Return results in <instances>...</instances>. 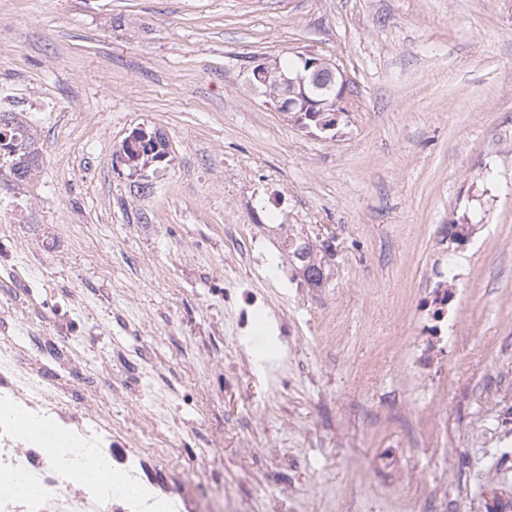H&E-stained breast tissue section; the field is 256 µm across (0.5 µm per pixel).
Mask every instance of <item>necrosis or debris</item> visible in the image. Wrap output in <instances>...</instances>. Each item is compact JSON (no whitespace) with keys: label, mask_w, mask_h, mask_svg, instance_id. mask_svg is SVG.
Returning a JSON list of instances; mask_svg holds the SVG:
<instances>
[{"label":"necrosis or debris","mask_w":512,"mask_h":512,"mask_svg":"<svg viewBox=\"0 0 512 512\" xmlns=\"http://www.w3.org/2000/svg\"><path fill=\"white\" fill-rule=\"evenodd\" d=\"M0 323L14 333L0 337V512H225L224 491L172 486L167 473L181 458V435L169 430L140 437L147 417L165 414L166 403L137 406L118 400L109 364L86 374L78 346L90 345L73 319L58 322L54 376L23 357L43 338L12 306ZM48 426L53 438L24 433L22 423ZM111 463L125 479L151 491L146 498H117L90 484V457Z\"/></svg>","instance_id":"4bbe7bcc"}]
</instances>
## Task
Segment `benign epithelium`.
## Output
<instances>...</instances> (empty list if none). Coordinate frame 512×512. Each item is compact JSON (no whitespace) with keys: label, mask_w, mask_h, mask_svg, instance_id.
Listing matches in <instances>:
<instances>
[{"label":"benign epithelium","mask_w":512,"mask_h":512,"mask_svg":"<svg viewBox=\"0 0 512 512\" xmlns=\"http://www.w3.org/2000/svg\"><path fill=\"white\" fill-rule=\"evenodd\" d=\"M301 58L303 70L288 75L277 60L267 58L251 69L248 82L265 88V95L278 111L287 113L289 122L311 134L326 135L348 112V82L335 63L311 53ZM309 120L316 126L307 124Z\"/></svg>","instance_id":"benign-epithelium-1"}]
</instances>
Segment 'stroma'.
<instances>
[{"label": "stroma", "mask_w": 512, "mask_h": 512, "mask_svg": "<svg viewBox=\"0 0 512 512\" xmlns=\"http://www.w3.org/2000/svg\"><path fill=\"white\" fill-rule=\"evenodd\" d=\"M296 51L349 80L333 136L247 85ZM5 111L42 153L0 173L25 308L85 295L87 371L125 352L128 397L169 400L177 477L242 512H512V0H0ZM137 127L171 154L142 196L112 165ZM293 236L332 243L323 287Z\"/></svg>", "instance_id": "1"}]
</instances>
